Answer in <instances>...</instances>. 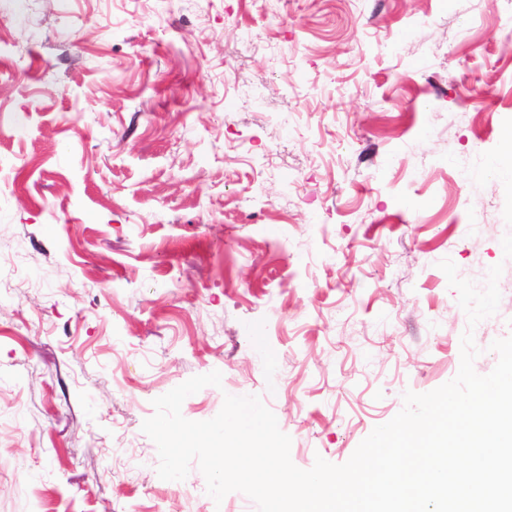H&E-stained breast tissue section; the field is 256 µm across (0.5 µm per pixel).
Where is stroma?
<instances>
[{
	"label": "stroma",
	"instance_id": "stroma-1",
	"mask_svg": "<svg viewBox=\"0 0 512 512\" xmlns=\"http://www.w3.org/2000/svg\"><path fill=\"white\" fill-rule=\"evenodd\" d=\"M512 0H29L0 13V512H253L142 423L257 395L341 464L512 335ZM486 280L469 326L438 263Z\"/></svg>",
	"mask_w": 512,
	"mask_h": 512
}]
</instances>
